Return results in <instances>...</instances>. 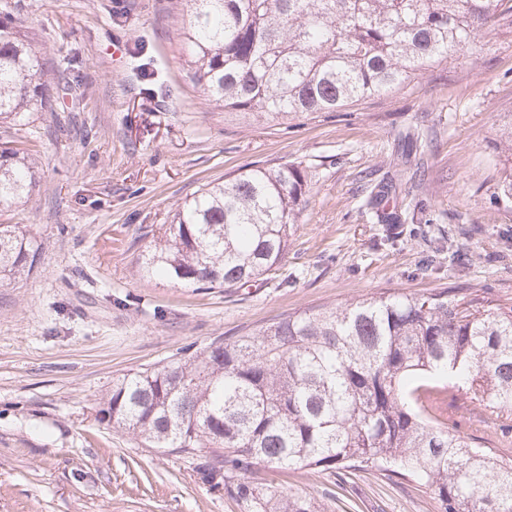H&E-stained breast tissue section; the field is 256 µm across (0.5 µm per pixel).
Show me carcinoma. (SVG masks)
Wrapping results in <instances>:
<instances>
[{
	"label": "carcinoma",
	"instance_id": "cac0c4a2",
	"mask_svg": "<svg viewBox=\"0 0 512 512\" xmlns=\"http://www.w3.org/2000/svg\"><path fill=\"white\" fill-rule=\"evenodd\" d=\"M193 78L228 116L283 121L335 112L404 85L490 26L512 27V0H188ZM55 87L34 38L0 6V124L24 125L72 94ZM499 197L512 200V122L500 129ZM29 156L0 150V207L28 197ZM310 179L299 163L242 168L209 182L150 229L143 279L235 288L281 264ZM41 246L0 224V280L27 277ZM512 411V306L471 309L443 290L288 314L188 358L112 381L99 420L150 448L196 461L198 479L244 512H322L312 498L241 480L268 468L376 469L434 495L439 512H512V461L448 425L441 383Z\"/></svg>",
	"mask_w": 512,
	"mask_h": 512
}]
</instances>
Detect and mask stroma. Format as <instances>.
<instances>
[{
  "label": "stroma",
  "mask_w": 512,
  "mask_h": 512,
  "mask_svg": "<svg viewBox=\"0 0 512 512\" xmlns=\"http://www.w3.org/2000/svg\"><path fill=\"white\" fill-rule=\"evenodd\" d=\"M80 106L58 101L0 144L36 160V270L0 282V512H242L190 459L99 421L113 379L280 317L388 294H480L512 304V202L499 130L512 121V31L495 27L408 85L287 123L225 118L186 63V0H9ZM302 164L311 192L281 265L239 288L137 274L151 226L245 166ZM393 188L381 208L367 200ZM460 263H449V249ZM448 422L512 459V413L449 389ZM254 481L326 512H438L432 494L366 471L258 467Z\"/></svg>",
  "instance_id": "35a3bbf8"
}]
</instances>
